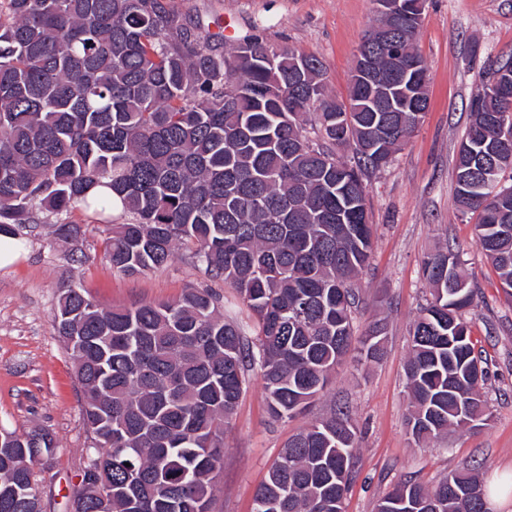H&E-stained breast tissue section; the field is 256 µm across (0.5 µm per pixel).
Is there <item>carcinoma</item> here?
I'll return each mask as SVG.
<instances>
[{
    "label": "carcinoma",
    "mask_w": 512,
    "mask_h": 512,
    "mask_svg": "<svg viewBox=\"0 0 512 512\" xmlns=\"http://www.w3.org/2000/svg\"><path fill=\"white\" fill-rule=\"evenodd\" d=\"M419 26L394 23L392 45L417 52ZM512 60L490 67L455 163L456 205L478 213L477 242L512 297V89L489 87ZM316 55L247 37L217 52L174 0H0V233L34 231L39 214L78 205L109 220L108 181L132 221L106 239L112 268L140 275L186 248L224 282L223 297L189 287L173 301L103 307L61 284L54 322L72 360L90 435L70 512H211L224 464V426L249 382L262 381L277 419L303 414L353 350L383 356L385 324L354 340V281L373 244L367 178L384 168L421 113L374 111L352 71L344 111L326 93ZM313 116L320 142L306 134ZM352 152V159L343 156ZM54 238L81 251L85 229L62 220ZM431 299L410 327L407 428L433 445L450 428L487 420L488 371L463 312L476 292L459 256L422 262ZM56 441L44 429L0 428V512H42L35 466ZM349 410L290 436L257 489L252 512H344L357 464ZM415 512H489L471 471L431 488L403 480Z\"/></svg>",
    "instance_id": "carcinoma-1"
}]
</instances>
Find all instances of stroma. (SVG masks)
Masks as SVG:
<instances>
[{
    "label": "stroma",
    "mask_w": 512,
    "mask_h": 512,
    "mask_svg": "<svg viewBox=\"0 0 512 512\" xmlns=\"http://www.w3.org/2000/svg\"><path fill=\"white\" fill-rule=\"evenodd\" d=\"M175 3L203 34L227 25L234 37L254 34L317 55L326 67L327 93L338 100L348 94L358 43L376 20L374 0ZM417 45L428 77V107L390 164L368 179L373 249L355 282L362 298L356 331L385 319L384 356L361 365L349 355L327 393L292 419L270 415L262 383L252 377L224 430L214 512H252L254 492L288 437L344 406L359 445L345 512H374L398 481L430 486L462 468L475 469L485 487L507 486L492 512H512V298L476 243V215L454 206L455 158L469 102L481 92L490 65L512 55V0H427ZM69 219L87 229L82 261H70L66 245L41 233L23 237L20 260L0 268V426L53 434V460L38 470L44 512H68L88 462L80 391L53 320L61 283L82 284L104 307L164 302L189 287L224 290L223 281L206 278L185 249L167 266L142 275L113 271L104 252L106 224L80 207ZM441 247L458 253L477 291L464 317L487 360L490 418L479 429L454 431L421 448L407 429L404 367L409 326L429 296L422 259Z\"/></svg>",
    "instance_id": "obj_1"
}]
</instances>
